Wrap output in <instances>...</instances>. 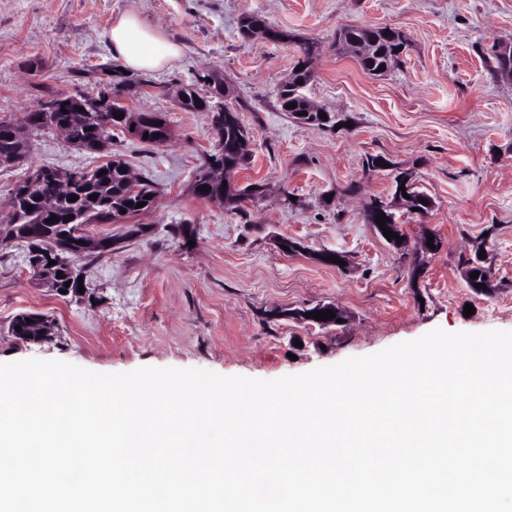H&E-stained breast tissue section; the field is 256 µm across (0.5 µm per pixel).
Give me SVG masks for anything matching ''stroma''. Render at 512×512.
I'll return each instance as SVG.
<instances>
[{"instance_id": "obj_1", "label": "stroma", "mask_w": 512, "mask_h": 512, "mask_svg": "<svg viewBox=\"0 0 512 512\" xmlns=\"http://www.w3.org/2000/svg\"><path fill=\"white\" fill-rule=\"evenodd\" d=\"M129 11L182 48L172 67L150 73V86L118 97L130 111L163 115L171 139L152 145L112 132L111 153L162 193L137 216L139 235L126 223L90 225L121 247L92 259L89 286L76 296L35 286L24 249L0 241V364L37 358L102 373L201 367L277 379L437 328L512 331V80L489 71L492 47L512 43V0H0V115L21 126L48 94H97L107 69L120 65L109 32ZM247 14L322 45L303 93L335 114L337 127L302 125L281 111L278 89L297 47L242 39ZM354 25L403 32L404 53L385 75L332 49L337 28ZM209 73L232 88L250 133L252 163L234 179L266 189L242 212L191 190L214 134L207 114L180 109L176 93L190 83L206 92ZM369 155L412 172L430 197L427 214L396 213L412 245L437 234V253L401 254L366 222L365 199L389 202L394 192L391 170L364 167ZM101 162L59 132L32 134L27 160L0 169V216L28 170ZM182 225L193 246H183ZM490 226L495 288L477 295L464 262ZM279 238L302 242L309 255L281 251ZM324 251L343 254L344 266L315 261ZM416 263L423 272L414 281ZM321 304L340 309L342 323L294 316ZM22 311L52 320V340L13 336Z\"/></svg>"}]
</instances>
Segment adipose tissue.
Here are the masks:
<instances>
[{
    "instance_id": "1",
    "label": "adipose tissue",
    "mask_w": 512,
    "mask_h": 512,
    "mask_svg": "<svg viewBox=\"0 0 512 512\" xmlns=\"http://www.w3.org/2000/svg\"><path fill=\"white\" fill-rule=\"evenodd\" d=\"M113 56L133 71H155L170 66L180 55L177 43L146 27L137 13L123 14L109 34Z\"/></svg>"
}]
</instances>
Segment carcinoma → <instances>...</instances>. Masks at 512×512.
<instances>
[{
    "mask_svg": "<svg viewBox=\"0 0 512 512\" xmlns=\"http://www.w3.org/2000/svg\"><path fill=\"white\" fill-rule=\"evenodd\" d=\"M258 31H265L272 40L288 43L293 35L271 28L257 15H246L240 23V35L250 37ZM348 41L365 43L369 51L365 56L357 58L363 71L372 76H382L384 71L379 66L390 70L402 54L406 39L402 32L389 26H345L336 31L333 46H341ZM300 57L292 68L290 81L283 82L279 92L280 106L294 120L309 126L321 128L330 123L319 117L322 109L313 106L300 92L313 76L311 63L319 54L321 45L315 41H302L299 45ZM208 94L202 96L193 84L181 87L179 103L188 112H204L211 120L216 135L217 145L213 152L207 154L194 175L193 193L202 199L221 196L224 204L232 209H239L247 202H252L261 194L258 185L250 184L245 188L223 186L211 178V169L222 168L233 174L248 164L249 153L242 150V142L250 141L248 129L242 124L240 113L224 103V78L213 73L208 75ZM199 100H194V97ZM57 106L50 110L36 109L28 113L26 121L33 131L49 130L55 127L64 129V136L74 147L91 153L108 150L112 140V129L118 127L138 139L155 144L153 136H144L145 126L141 124V112H130L113 102L104 107L88 95H57L53 97ZM294 103L296 107L287 108ZM66 112H61V109ZM123 112L124 117L117 119L114 114ZM28 138L19 135L15 125L8 118H0V167L12 166L25 158L28 152ZM126 163L120 159L109 160L90 170H80V175L66 189H60L51 168H44V175L39 186L31 191L15 185L8 202V212L3 223L13 225L12 238L27 244L28 258L39 259L46 253L55 256L56 264L44 266L33 273L34 280L55 289L67 290V293L78 291L79 280H87L89 267L84 259L91 254L112 252L117 241L110 236L99 238L98 244L89 250L82 248L79 241L83 237L75 235L79 225L86 224H122L129 218L150 211L155 203L157 187L145 178L131 185L130 173L122 172ZM105 174H100V171ZM206 185L208 191H200L198 187ZM150 199H145L146 195ZM75 195L77 200L68 201ZM97 199L92 200L90 196ZM146 202L143 207L137 203ZM32 205L34 209L27 210ZM385 202L373 196L365 203L364 215L367 223H376L381 213L388 218V223L397 224L395 214L384 209ZM57 217L55 222H47L50 217ZM470 272L478 273L474 280L483 284L486 290L494 288L492 281L485 278L487 272L473 254L467 260ZM70 286H65V283Z\"/></svg>",
    "mask_w": 512,
    "mask_h": 512,
    "instance_id": "cac0c4a2",
    "label": "carcinoma"
}]
</instances>
